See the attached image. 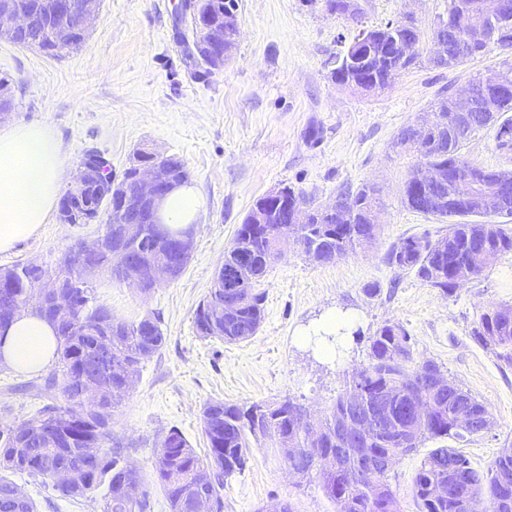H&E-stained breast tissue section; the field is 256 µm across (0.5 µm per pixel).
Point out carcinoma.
I'll return each mask as SVG.
<instances>
[{
    "instance_id": "carcinoma-1",
    "label": "carcinoma",
    "mask_w": 512,
    "mask_h": 512,
    "mask_svg": "<svg viewBox=\"0 0 512 512\" xmlns=\"http://www.w3.org/2000/svg\"><path fill=\"white\" fill-rule=\"evenodd\" d=\"M57 0H14L28 14L27 30L5 36L23 47L36 48L50 56L80 47L86 34L75 31V22L66 21L67 33L49 38L45 26L52 21ZM480 0H449L448 27L467 40L463 51L448 49L454 44L450 34L439 28L431 33V43L443 51L429 64L453 69L488 55L484 30L496 28L501 40L512 46V14L490 23L482 16ZM425 32L414 18L403 25L387 24L376 29L372 50L359 66L348 63L342 54L329 59L339 64L342 80L356 84L355 92L375 94L390 86V78L416 64ZM214 40L205 38L189 56L205 78L212 62ZM482 94L474 99L472 121L465 132L455 129L453 96H440L429 110L432 125L427 135L414 138L413 126L402 129L399 144L417 155L418 162L403 187V203L411 210L437 221L453 220L446 233L433 238L428 234L407 236L392 244L384 254L387 265L414 274L445 295L456 290L452 275L459 264L469 266L479 277L499 258L512 254V229L503 220L512 217V198L502 213L487 217L486 223L467 220L454 200L457 167L468 163L461 153L463 143L477 130L486 128L481 114ZM499 148L512 147V119L499 122L496 131ZM426 165L444 168L440 183H424L420 175ZM95 208L89 214L78 209L73 224L97 222L102 225V247L84 254L79 245L71 246L52 266L28 262L6 268L12 277L11 301L27 302L32 283L43 276H56L69 286L74 319L54 325L58 338L53 369L43 378L40 389L52 403L40 408L25 421L0 423V512H37L36 504L10 476L50 478L61 471L79 474L74 482L57 483V491L72 498L98 497L102 512H146L148 493L140 471L130 459L129 447L112 431V417L122 405L133 378L142 364L163 346L164 336L158 317L145 315L126 321L112 314V308L97 299V285L84 278L87 266L103 267L111 276L124 278L122 268L113 263L112 252L121 246L112 223V213L103 192H94ZM336 201L351 209L344 224L321 216L313 207L308 224H284L276 219L260 233L249 229L246 215L221 265L224 278H213L208 295L197 306L194 327L202 338H219L237 343L256 335L264 318V294L256 285L276 262L282 240L291 238L312 262L327 264L336 255L346 256L364 250L377 234L367 223V214L378 206V190L363 185L340 192ZM130 252L140 260L165 262L167 247L157 239L155 225H140V238ZM239 290L240 307L221 319H210L211 310L224 302V288ZM495 306L482 312L472 329L474 340L495 356L512 364V319H505ZM108 341V355H100L101 342ZM441 374L431 361L414 362L411 336L398 323H386L368 337V364L352 373L346 388L319 417H313L301 404L291 400L257 402L246 408L222 401L204 405L202 432L207 454L200 456L190 441L171 429L155 437L152 448L153 470L163 486L171 512H195L196 498L210 502L211 512H224V487L241 473L249 459L252 441H269L278 448L286 465L297 473L314 471L335 512H402L400 501L389 483L390 470L429 439H463L484 433L481 417L488 408L470 392L458 387L451 392L436 386ZM103 389L104 397L89 402L84 397L88 383ZM402 397L392 414L391 427L380 430L373 421L365 424L364 434L350 443L343 454L314 466L309 441L311 430L324 441L334 437L336 418L358 416L351 396L359 395L373 410L387 394ZM471 408L474 422L467 426L454 421V406ZM462 470L463 482L452 494L437 497L435 486L448 481V464ZM512 472V446L505 447L484 471L475 469L458 449L442 446L432 450L415 472L410 493L420 512H512V482L503 484L502 470Z\"/></svg>"
}]
</instances>
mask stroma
Listing matches in <instances>:
<instances>
[{"instance_id": "obj_1", "label": "stroma", "mask_w": 512, "mask_h": 512, "mask_svg": "<svg viewBox=\"0 0 512 512\" xmlns=\"http://www.w3.org/2000/svg\"><path fill=\"white\" fill-rule=\"evenodd\" d=\"M360 2L363 14L352 22L306 0H235L240 35L223 72L204 81L195 79L175 31L180 0H101L82 46L55 57L0 38V77L11 79L15 102L0 123L48 127L63 152L62 185L70 184L86 150L99 151L119 179L136 152L149 146L180 157L204 201L191 260L176 280L147 296L106 274L97 280L99 301L116 316H158L165 338L112 423L131 446L150 512H170L152 468L156 435L178 430L205 454L202 408L211 400L243 406L289 398L321 414L352 371L367 364L368 336L388 322L409 332L416 361L435 362L490 410L493 428L457 444L475 468L487 469L512 443V364L472 337L483 310L512 305V255L450 296L383 260L399 238L443 228L402 201L416 158L398 146L399 132L418 121L438 94L457 92L501 57L494 52L451 70L423 62L382 92L349 91L331 81L327 61L360 31L409 14L428 30L448 19V0ZM312 125L323 130L314 146L304 138ZM495 135L492 127L475 132L462 152L484 168L512 170V152L500 150ZM365 183L380 190L381 234L371 250L320 265L288 245L259 284L265 317L255 336L227 343L197 335L194 312L259 197L289 186L322 204ZM100 233L96 224L50 217L28 240L0 252V268L57 259L74 242ZM373 282L381 292L370 297L363 288ZM331 311L353 314L361 334L346 336L340 356L328 359L302 335ZM31 379L0 367V422H22L43 405L38 388L16 390ZM439 445L426 440L392 468L390 483L404 512H416L411 478ZM14 480L39 512H101L94 499L61 497L51 480L23 474ZM273 502L289 503L293 512L334 510L317 475H294L274 449L258 443L224 489V512H258Z\"/></svg>"}]
</instances>
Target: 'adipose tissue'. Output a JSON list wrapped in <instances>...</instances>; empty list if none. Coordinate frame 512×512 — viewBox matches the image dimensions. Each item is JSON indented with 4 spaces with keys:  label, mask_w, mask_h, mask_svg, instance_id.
<instances>
[{
    "label": "adipose tissue",
    "mask_w": 512,
    "mask_h": 512,
    "mask_svg": "<svg viewBox=\"0 0 512 512\" xmlns=\"http://www.w3.org/2000/svg\"><path fill=\"white\" fill-rule=\"evenodd\" d=\"M64 159L45 126L14 125L0 129V252L31 237L47 222L57 201ZM203 201L188 185L164 200L161 217L173 228L195 222ZM58 338L44 319L23 313L0 334V364L22 372L49 365Z\"/></svg>",
    "instance_id": "1"
}]
</instances>
